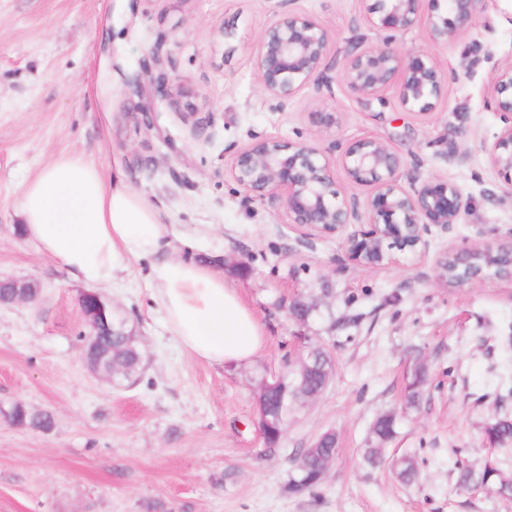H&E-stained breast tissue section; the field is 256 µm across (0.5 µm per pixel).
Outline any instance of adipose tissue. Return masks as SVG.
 I'll list each match as a JSON object with an SVG mask.
<instances>
[{
	"label": "adipose tissue",
	"instance_id": "ef3b65f1",
	"mask_svg": "<svg viewBox=\"0 0 512 512\" xmlns=\"http://www.w3.org/2000/svg\"><path fill=\"white\" fill-rule=\"evenodd\" d=\"M18 209L27 239L73 280L108 284L149 261L171 334L198 358L237 365L263 350L262 327L236 288L207 265L170 256L169 226L123 171L108 175L82 155H61L23 183Z\"/></svg>",
	"mask_w": 512,
	"mask_h": 512
}]
</instances>
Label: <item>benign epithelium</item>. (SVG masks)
Segmentation results:
<instances>
[{
	"mask_svg": "<svg viewBox=\"0 0 512 512\" xmlns=\"http://www.w3.org/2000/svg\"><path fill=\"white\" fill-rule=\"evenodd\" d=\"M486 2L372 0L367 9L372 37L359 40L348 54L342 74L345 86L367 104L381 100L384 91L394 88L404 111H433L442 85L437 61L426 52L403 51L399 37L424 21L432 42L453 44L471 29ZM329 49L327 29L309 16L292 14L265 31L251 61L273 107H283L312 81L329 83L325 66ZM490 83L492 105L504 126L485 150L490 165L512 186V63L496 68ZM339 160L350 181L372 188L365 205L340 193L330 152L307 142L256 140L236 153L230 173L251 199L281 198L291 223L341 235L350 259L365 266L398 262L394 249L427 256L431 227L446 229L458 224L469 208L459 187L446 178L402 185L403 160L380 139L364 138L346 145ZM362 216L368 229L348 232V226ZM504 250L512 278V240L446 252L436 261L438 278L445 279L450 256L458 265L467 266L478 256H495ZM79 302L88 327L85 340L112 332V322L101 321L105 306L99 293L84 292Z\"/></svg>",
	"mask_w": 512,
	"mask_h": 512,
	"instance_id": "7a95c632",
	"label": "benign epithelium"
}]
</instances>
